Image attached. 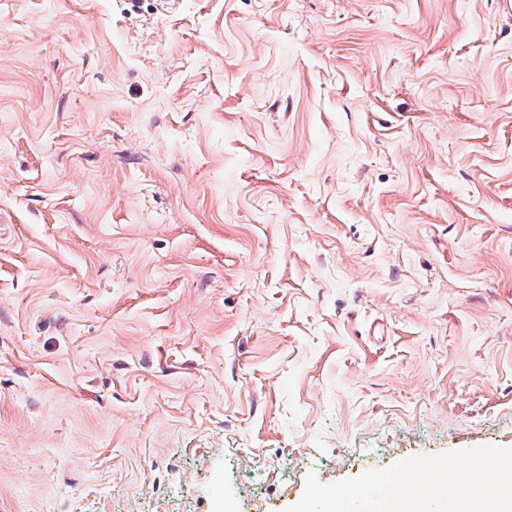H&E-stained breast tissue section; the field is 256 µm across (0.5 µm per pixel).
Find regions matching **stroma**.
Returning a JSON list of instances; mask_svg holds the SVG:
<instances>
[{"instance_id":"35a3bbf8","label":"stroma","mask_w":512,"mask_h":512,"mask_svg":"<svg viewBox=\"0 0 512 512\" xmlns=\"http://www.w3.org/2000/svg\"><path fill=\"white\" fill-rule=\"evenodd\" d=\"M512 446V0H0V512H285Z\"/></svg>"}]
</instances>
